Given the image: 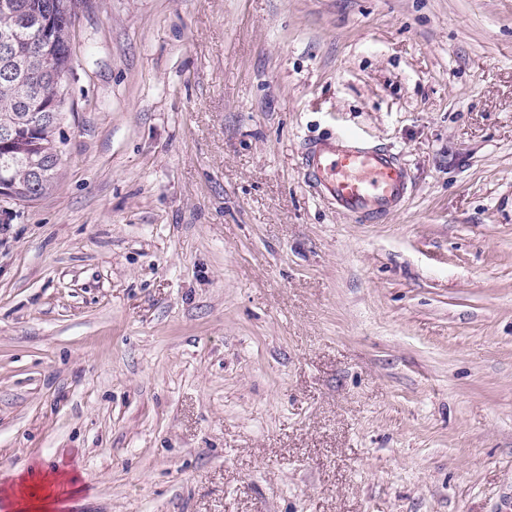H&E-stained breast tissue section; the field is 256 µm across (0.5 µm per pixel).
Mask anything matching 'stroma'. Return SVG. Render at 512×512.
Here are the masks:
<instances>
[{"label": "stroma", "instance_id": "stroma-1", "mask_svg": "<svg viewBox=\"0 0 512 512\" xmlns=\"http://www.w3.org/2000/svg\"><path fill=\"white\" fill-rule=\"evenodd\" d=\"M0 200V487L70 512H512V0H82ZM412 176L381 224L301 148ZM36 133L39 136L32 132L27 136L19 133L11 145L2 146L0 141V179L3 175L9 177L16 186H22L28 182L33 168L43 166L48 170L41 193L32 201L44 197L52 190L58 179L60 164V161L40 156L39 143L44 142L46 136L55 135L53 128L42 126ZM41 148L46 155L58 156L61 153L60 142L56 137L48 138L47 142L41 144ZM302 160L308 181L336 211L356 222H383L409 192L411 176L399 156L356 135L309 140ZM79 476L70 472L55 471L51 475L30 471L19 479V495L6 494L3 507L10 512H53L57 505L66 507L70 498L78 495L82 486H77ZM64 503V504H63Z\"/></svg>", "mask_w": 512, "mask_h": 512}]
</instances>
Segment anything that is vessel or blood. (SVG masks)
Returning a JSON list of instances; mask_svg holds the SVG:
<instances>
[{"label":"vessel or blood","instance_id":"b4317fda","mask_svg":"<svg viewBox=\"0 0 512 512\" xmlns=\"http://www.w3.org/2000/svg\"><path fill=\"white\" fill-rule=\"evenodd\" d=\"M302 160L308 181L338 212L358 222H383L409 192L411 176L399 156L356 135L307 141Z\"/></svg>","mask_w":512,"mask_h":512}]
</instances>
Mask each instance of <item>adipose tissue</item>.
<instances>
[{
  "label": "adipose tissue",
  "mask_w": 512,
  "mask_h": 512,
  "mask_svg": "<svg viewBox=\"0 0 512 512\" xmlns=\"http://www.w3.org/2000/svg\"><path fill=\"white\" fill-rule=\"evenodd\" d=\"M77 474L29 472L18 482V492L6 496L7 512H56L58 504L78 495L81 488Z\"/></svg>",
  "instance_id": "adipose-tissue-1"
}]
</instances>
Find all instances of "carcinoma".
<instances>
[{
  "mask_svg": "<svg viewBox=\"0 0 512 512\" xmlns=\"http://www.w3.org/2000/svg\"><path fill=\"white\" fill-rule=\"evenodd\" d=\"M71 0H0V37L11 41L7 58L0 53V125L22 124L27 116L52 111L58 83L72 70L70 38L61 13ZM55 131L45 126L37 134H18L0 145V176L21 186L34 168L45 167L47 177L39 197L52 190L59 162L40 156L39 143Z\"/></svg>",
  "mask_w": 512,
  "mask_h": 512,
  "instance_id": "carcinoma-1",
  "label": "carcinoma"
}]
</instances>
